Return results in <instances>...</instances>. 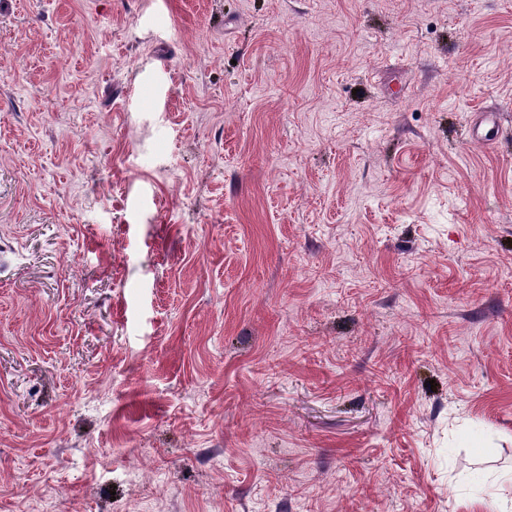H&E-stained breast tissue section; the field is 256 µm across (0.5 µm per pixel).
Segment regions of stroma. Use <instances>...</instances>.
Wrapping results in <instances>:
<instances>
[{
  "instance_id": "obj_1",
  "label": "stroma",
  "mask_w": 512,
  "mask_h": 512,
  "mask_svg": "<svg viewBox=\"0 0 512 512\" xmlns=\"http://www.w3.org/2000/svg\"><path fill=\"white\" fill-rule=\"evenodd\" d=\"M511 470L512 0H0V512Z\"/></svg>"
}]
</instances>
